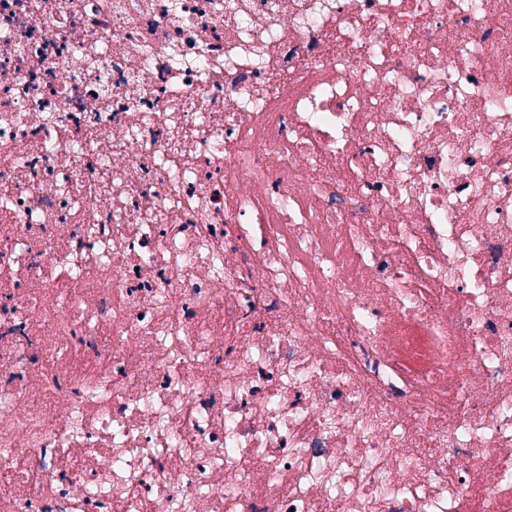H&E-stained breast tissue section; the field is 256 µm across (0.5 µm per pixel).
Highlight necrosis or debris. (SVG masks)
<instances>
[{"label": "necrosis or debris", "instance_id": "obj_1", "mask_svg": "<svg viewBox=\"0 0 512 512\" xmlns=\"http://www.w3.org/2000/svg\"><path fill=\"white\" fill-rule=\"evenodd\" d=\"M0 512H512V0H0Z\"/></svg>", "mask_w": 512, "mask_h": 512}]
</instances>
